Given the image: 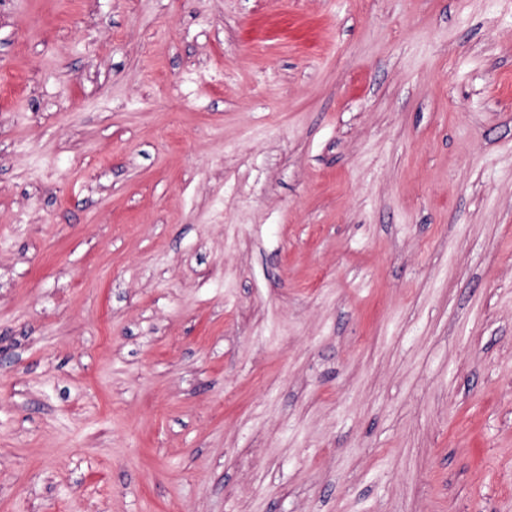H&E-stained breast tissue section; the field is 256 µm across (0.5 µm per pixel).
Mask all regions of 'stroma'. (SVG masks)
I'll list each match as a JSON object with an SVG mask.
<instances>
[{
    "mask_svg": "<svg viewBox=\"0 0 512 512\" xmlns=\"http://www.w3.org/2000/svg\"><path fill=\"white\" fill-rule=\"evenodd\" d=\"M0 512H512V0H0Z\"/></svg>",
    "mask_w": 512,
    "mask_h": 512,
    "instance_id": "stroma-1",
    "label": "stroma"
}]
</instances>
